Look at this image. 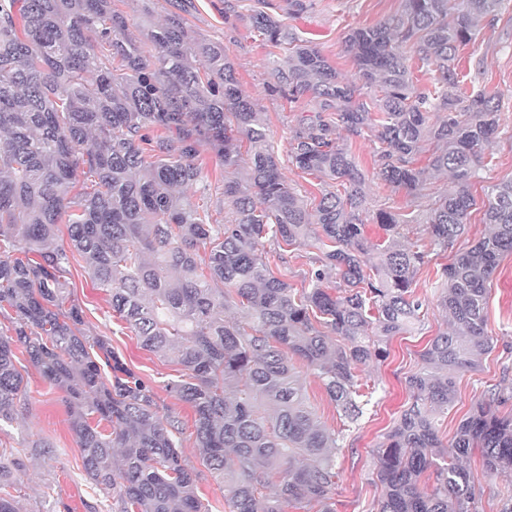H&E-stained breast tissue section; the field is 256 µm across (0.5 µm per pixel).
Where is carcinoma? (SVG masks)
<instances>
[{"instance_id": "carcinoma-1", "label": "carcinoma", "mask_w": 512, "mask_h": 512, "mask_svg": "<svg viewBox=\"0 0 512 512\" xmlns=\"http://www.w3.org/2000/svg\"><path fill=\"white\" fill-rule=\"evenodd\" d=\"M262 5L254 30L286 50L269 58L270 88L316 105L299 120L291 162L344 191L322 194L312 213L282 176L228 49L187 25L193 0H180L145 43L112 0H0V310L14 313L13 333L0 331V427L25 404L20 346L63 393L83 468L112 491L116 512L209 509L182 456L180 422L159 414L152 388L117 362L106 339L84 332L81 308L65 307L71 257L108 288L112 312L146 350L183 368L168 387L194 410L195 448L224 482L229 512H285L292 500L336 512V454L371 402L365 367L420 321L411 288L428 258L391 233L400 220L390 212L378 214L388 238L365 237L366 176L337 131L373 132L377 177L388 186L420 195L431 178L451 177L425 220L446 248L465 232L480 155L499 127L493 97L466 93L455 61L476 22L496 17L503 0H404L397 19L346 36L356 83ZM403 46L439 73L433 89H416ZM426 142L432 153L419 168ZM203 145L224 168L245 170L242 180L223 179L231 216L222 224L180 194L204 181ZM485 220L488 234L436 272L450 327L420 354L408 377L413 402L374 450L376 512H476L462 464L476 450L486 473L512 470V416L495 409L497 391L476 403L450 443L437 428L455 402L456 375L478 369L493 347L486 284L512 254L511 181L496 186ZM60 224L67 248L57 244ZM309 244L319 254L308 286L274 276L270 257L286 264ZM302 368L335 404L339 429L306 405ZM103 422L112 432L99 430ZM426 473L433 482L422 489Z\"/></svg>"}]
</instances>
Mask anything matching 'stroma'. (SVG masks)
<instances>
[{
    "mask_svg": "<svg viewBox=\"0 0 512 512\" xmlns=\"http://www.w3.org/2000/svg\"><path fill=\"white\" fill-rule=\"evenodd\" d=\"M112 6L128 18L130 30L144 37V15L162 21L174 11L175 0H112ZM255 0H237L234 13H227L225 0H194L187 23L200 39L224 44L236 68L240 88L255 104L280 158L286 159L290 141L301 114L314 111L311 98L291 103L271 92L267 67L270 46L263 43L252 27ZM403 0H310L304 12L285 14L289 30L316 44L322 53L348 80H356V63L345 48L346 35L355 28L371 27L398 18ZM458 67L475 85L486 88L498 107L499 129L486 149L479 177L471 187L477 201L465 234L449 248L434 244L423 221L428 201L394 189L377 179L376 145L371 133L354 137L342 135L366 175L369 212L364 234L372 242L386 238L377 224L378 210L391 211L401 218L398 231L406 242L418 243L429 262L422 266L412 286L422 303L424 321L420 329L394 337L388 357L371 366L370 379L377 383L371 403L359 426L349 432L344 449L336 459V485L333 497L336 512H371L380 490L372 483V451L383 441L402 411L412 401L407 379L413 374L428 342L445 329L447 319L438 307L432 283L436 271L450 262L454 253L482 239L488 226L485 205L492 188L512 180V0H504L496 18L479 19L471 43L459 51ZM204 173L210 185L206 204L215 224L223 223L229 211L220 189L224 165L211 147L200 149ZM69 286L71 299L83 311L84 330L92 336L106 337L119 361L150 385L160 414L176 416L183 428V451L199 478L197 494L211 512H229L224 500V485L201 467L194 447V411L170 392L178 364L175 357H162L145 350L125 322L114 315L105 288L92 281L83 260H73ZM486 305V330L495 339L494 348L482 358L478 370L459 373L456 399L439 420V436L450 442L460 421L490 388L499 389L503 400L500 414H512V256L505 257L490 278ZM16 367L24 377L26 405L18 424L0 427V460L20 466L10 493L24 512H115L110 494L100 490L83 469L81 452L70 429L61 392L49 384L30 363L24 350L16 352ZM479 498L478 512H506L512 507V471L487 475L479 457L469 462Z\"/></svg>",
    "mask_w": 512,
    "mask_h": 512,
    "instance_id": "35a3bbf8",
    "label": "stroma"
}]
</instances>
